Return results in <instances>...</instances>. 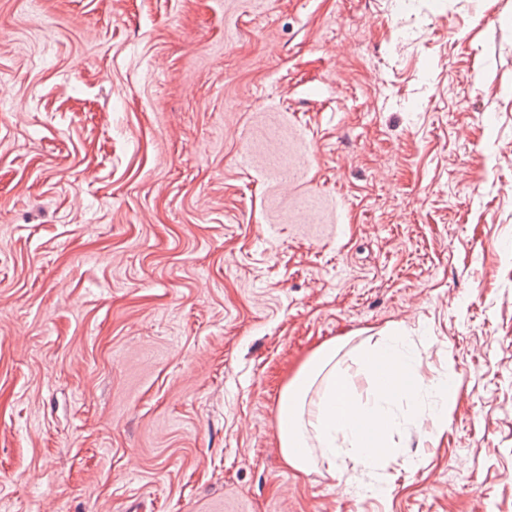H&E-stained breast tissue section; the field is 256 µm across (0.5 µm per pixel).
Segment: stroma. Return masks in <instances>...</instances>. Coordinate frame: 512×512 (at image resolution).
<instances>
[{
    "label": "stroma",
    "instance_id": "obj_1",
    "mask_svg": "<svg viewBox=\"0 0 512 512\" xmlns=\"http://www.w3.org/2000/svg\"><path fill=\"white\" fill-rule=\"evenodd\" d=\"M396 330L442 431L293 472ZM0 512H512V0H0ZM347 343L341 338L316 348L283 388L280 451L286 465L296 472L308 473L312 467L313 441L331 467L336 459L349 457L368 469H378L394 452L393 434L407 422L399 412L403 402L415 410L410 422L432 434L444 424L457 399L450 370L448 375L425 380L408 336L397 332L382 336L363 350L354 370L336 361ZM319 380L322 390L317 399L308 400ZM422 392L432 402L417 410Z\"/></svg>",
    "mask_w": 512,
    "mask_h": 512
}]
</instances>
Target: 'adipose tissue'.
<instances>
[{
  "mask_svg": "<svg viewBox=\"0 0 512 512\" xmlns=\"http://www.w3.org/2000/svg\"><path fill=\"white\" fill-rule=\"evenodd\" d=\"M346 344L341 338L316 348L283 388L280 451L296 472H309L318 456L331 464L348 457L378 469L393 454L391 438L404 422L433 433L457 399L452 375L425 380L408 337H382L363 350L354 368L338 360ZM404 405L413 408L411 419L401 414Z\"/></svg>",
  "mask_w": 512,
  "mask_h": 512,
  "instance_id": "ef3b65f1",
  "label": "adipose tissue"
}]
</instances>
